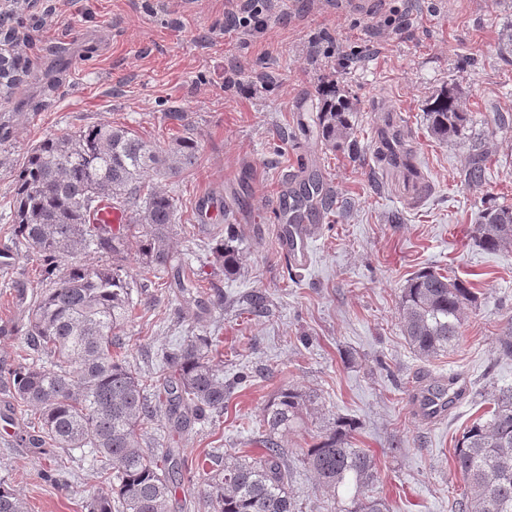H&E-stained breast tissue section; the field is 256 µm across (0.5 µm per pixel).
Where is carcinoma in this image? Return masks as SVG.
<instances>
[{
    "instance_id": "carcinoma-1",
    "label": "carcinoma",
    "mask_w": 512,
    "mask_h": 512,
    "mask_svg": "<svg viewBox=\"0 0 512 512\" xmlns=\"http://www.w3.org/2000/svg\"><path fill=\"white\" fill-rule=\"evenodd\" d=\"M20 60L0 81L10 96L20 85ZM322 143L339 149L353 134L352 105L333 85L320 89ZM436 139L451 141L470 121L460 96L450 88L426 112ZM199 146L190 137L161 145L126 127L99 125L52 134L33 146L14 178L9 201L16 240L41 261L42 288L26 305L24 346L18 359L0 361V380L16 408L37 416V434L25 438L37 452L49 445L66 456L78 452L98 466L101 485L86 496L88 512H169L173 490L186 474L183 449L143 442V425L161 416L183 430L224 413L228 386L224 369L213 363L208 336H190L164 355L160 381L114 351L135 302L133 281L116 260L133 244L142 267H172L177 205L146 182L194 169ZM485 157L469 158L466 177L482 180ZM128 215L119 231L97 222L103 205ZM235 236L216 239L213 256L224 273L241 270ZM474 245L496 250L512 244V206L494 204L475 225ZM110 261L89 263V250ZM176 299L199 306L200 291L184 271L175 270ZM473 295L466 282L435 271L408 280L400 300L404 336L424 357L446 353L462 335L466 306ZM307 395L281 388L262 410V452L229 456L205 478L212 512H295L288 493V449L283 437L300 424ZM354 424L337 421L301 453L318 486L345 494L340 512H389L386 502L366 494L378 475L376 459L352 443ZM455 471L466 487L459 512H512V387L499 389L487 417H478L457 440ZM0 512H26L25 502L0 479Z\"/></svg>"
}]
</instances>
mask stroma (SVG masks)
I'll return each mask as SVG.
<instances>
[{"label": "stroma", "instance_id": "stroma-1", "mask_svg": "<svg viewBox=\"0 0 512 512\" xmlns=\"http://www.w3.org/2000/svg\"><path fill=\"white\" fill-rule=\"evenodd\" d=\"M286 9L283 21L244 40L231 0H25L8 26L24 39L26 71L16 92L0 97V248L12 238L4 212L14 174L46 135L112 123L161 144L193 137L198 168L158 185L177 204L176 264L192 266L205 299L223 295V307L180 310L169 275L144 271L133 250L123 262L145 288L124 328L130 363L152 369L162 351L200 334L230 385L223 414L209 421L180 432L162 419L144 426L146 441L177 442L196 464L171 512H198L212 454H258L262 408L284 386L315 397L284 439L293 455L350 419L354 446L377 461L370 495L390 512H455L464 490L456 441L498 389L512 386V356L498 350L512 329V245L487 251L472 240L479 211L512 204V125L495 122L512 113V57L499 46L512 0H416L410 11L404 0L334 8L287 0ZM400 12L402 27L374 34V17ZM329 82L353 105L360 158L320 142L318 89ZM450 86L472 114L456 142L434 138L425 117L426 102ZM395 138L413 170L386 159ZM475 146L487 162L473 185L465 170ZM413 173L427 184L418 200L407 190ZM312 175L333 192L335 208L309 211L315 240L299 268L279 247V199ZM229 231L242 256L234 275L211 253L217 233ZM13 258L0 269V360L23 346L27 312L16 287L32 294L39 286L36 257L19 247ZM426 269L467 280L476 296L458 345L429 358L409 346L399 315L407 281ZM252 294L266 298L264 313L248 309ZM441 376L459 377L467 391L430 422L414 395ZM27 424L18 416L0 430V477L27 512H86L96 469L76 460L67 488L46 481L48 456L18 440ZM288 489L298 512H336L302 463Z\"/></svg>", "mask_w": 512, "mask_h": 512}]
</instances>
